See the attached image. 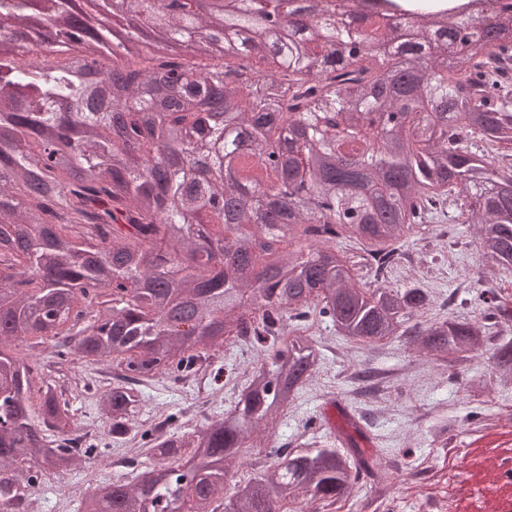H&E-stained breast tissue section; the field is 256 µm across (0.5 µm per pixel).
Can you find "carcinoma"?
I'll return each instance as SVG.
<instances>
[{
	"label": "carcinoma",
	"instance_id": "obj_1",
	"mask_svg": "<svg viewBox=\"0 0 512 512\" xmlns=\"http://www.w3.org/2000/svg\"><path fill=\"white\" fill-rule=\"evenodd\" d=\"M148 24L108 17L113 0H0V32L22 50L0 48V512L34 496L39 477L65 478L91 461L71 448L80 434L58 390L63 369L117 364L122 374L94 391L112 441L132 437L131 475L95 482L77 512H301L346 500L358 482L388 474L355 437L364 410L345 408L342 432L299 449L265 446L318 366L310 322L370 346L401 339L435 362L491 352L512 377V341L488 348L489 317L424 318L418 283L394 288L384 272L421 224L442 217L476 226L489 271L512 272V4L488 15L489 0L456 10L422 0L409 13L411 39L389 27L391 0H349L360 25L336 21L335 0H212L172 13L166 0H138ZM281 18L268 37L266 19ZM487 22L484 45L463 62L421 54L390 74L373 57L448 39ZM366 49L346 60L333 47ZM79 55L120 57L105 104ZM219 97L224 124L211 121ZM373 112H403L380 151L366 125ZM168 151L234 169L233 189L266 199L268 219L245 202L218 207L224 183ZM308 188L296 200L293 186ZM330 197L357 215L316 209ZM312 239L310 251L293 242ZM373 259L375 286L355 281L339 245ZM54 343L60 370L34 385L11 343ZM229 336L260 353L241 381L230 416L191 425L170 415L158 435L144 389L195 381ZM249 448L268 459L246 478L226 461Z\"/></svg>",
	"mask_w": 512,
	"mask_h": 512
}]
</instances>
